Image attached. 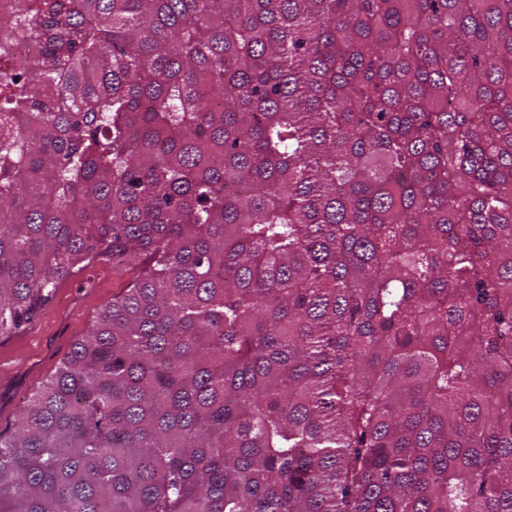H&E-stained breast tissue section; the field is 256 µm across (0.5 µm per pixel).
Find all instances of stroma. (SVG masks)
<instances>
[{
  "instance_id": "stroma-1",
  "label": "stroma",
  "mask_w": 512,
  "mask_h": 512,
  "mask_svg": "<svg viewBox=\"0 0 512 512\" xmlns=\"http://www.w3.org/2000/svg\"><path fill=\"white\" fill-rule=\"evenodd\" d=\"M134 274L132 267H116L111 258H99L64 281L18 334L0 336V431L12 425L87 332L101 307Z\"/></svg>"
}]
</instances>
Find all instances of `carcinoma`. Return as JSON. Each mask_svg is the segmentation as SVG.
Listing matches in <instances>:
<instances>
[{"label": "carcinoma", "instance_id": "cac0c4a2", "mask_svg": "<svg viewBox=\"0 0 512 512\" xmlns=\"http://www.w3.org/2000/svg\"><path fill=\"white\" fill-rule=\"evenodd\" d=\"M0 50V336L138 270L0 512H512V0H7Z\"/></svg>", "mask_w": 512, "mask_h": 512}]
</instances>
